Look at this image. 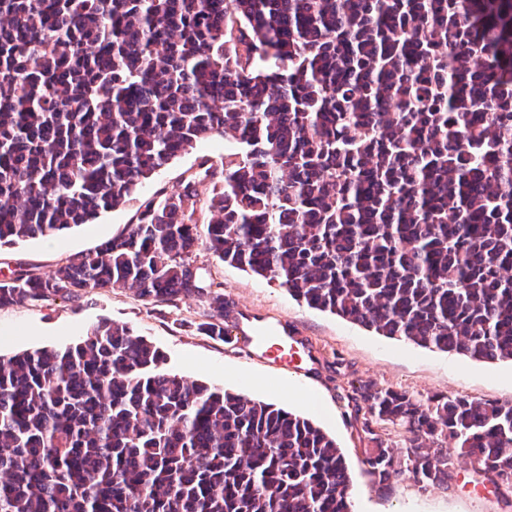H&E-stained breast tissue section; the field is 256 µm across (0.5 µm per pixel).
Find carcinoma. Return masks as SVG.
I'll return each instance as SVG.
<instances>
[{"label": "carcinoma", "mask_w": 512, "mask_h": 512, "mask_svg": "<svg viewBox=\"0 0 512 512\" xmlns=\"http://www.w3.org/2000/svg\"><path fill=\"white\" fill-rule=\"evenodd\" d=\"M0 26V243L241 145L201 163L208 200L184 178L94 251L11 271L0 307L127 288L222 316L204 248L380 336L512 361V0H0ZM351 399L380 483L444 485L468 457L512 493V402ZM351 483L313 422L167 371L126 326L0 356V512H353Z\"/></svg>", "instance_id": "1"}]
</instances>
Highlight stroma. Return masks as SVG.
Wrapping results in <instances>:
<instances>
[{
    "label": "stroma",
    "instance_id": "obj_1",
    "mask_svg": "<svg viewBox=\"0 0 512 512\" xmlns=\"http://www.w3.org/2000/svg\"><path fill=\"white\" fill-rule=\"evenodd\" d=\"M231 138L199 142L140 184L130 200L102 212L95 223L48 240L0 245V277L24 266L51 273L66 260L94 251L136 222L141 204L159 189L199 174L200 163L237 153ZM206 280L224 287V326L229 340L205 335L206 297L173 303L145 302L115 288L81 301L62 298L0 308V355L43 347L63 348L102 323L127 326L166 357L169 371L305 417L333 437L353 474L355 512H512L491 485L473 480L475 464L461 460L448 484L419 490L412 480L379 485L361 464L371 442L362 429L353 386L369 384L424 400L434 395L512 401V362L481 361L377 335L337 315L308 307L277 282L216 260L207 250L194 258ZM288 346V359L264 356L261 337Z\"/></svg>",
    "mask_w": 512,
    "mask_h": 512
}]
</instances>
